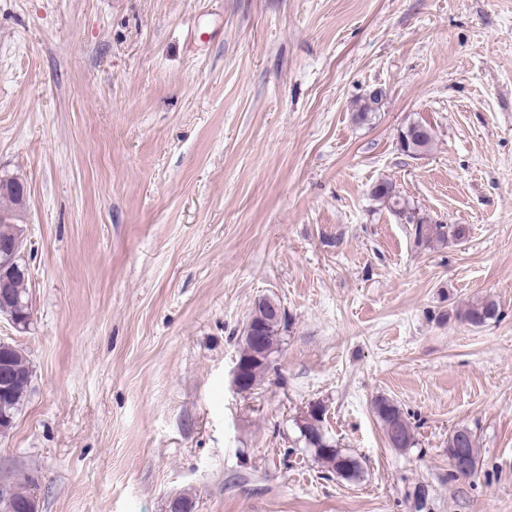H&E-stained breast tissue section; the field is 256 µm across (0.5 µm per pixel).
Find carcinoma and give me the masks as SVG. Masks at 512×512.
I'll return each instance as SVG.
<instances>
[{
	"instance_id": "cac0c4a2",
	"label": "carcinoma",
	"mask_w": 512,
	"mask_h": 512,
	"mask_svg": "<svg viewBox=\"0 0 512 512\" xmlns=\"http://www.w3.org/2000/svg\"><path fill=\"white\" fill-rule=\"evenodd\" d=\"M379 98L369 94L359 101L354 120L358 123L371 121L378 111ZM426 125L413 122L402 128L398 134V143L402 152L410 157L427 153L433 144L434 135L424 133L422 129ZM1 179L11 183L6 192L0 191V239L14 232L23 225V216L28 207L27 187L22 178L18 176L4 175ZM376 200L390 203V208L402 215L409 210L408 201L396 190L389 181H381L371 191ZM414 237L418 244L432 246L444 244L448 239L460 241L465 238L467 229L460 224H433L419 217L410 221ZM28 272L22 260H17V266L13 268L10 291L14 298L22 303L30 300L27 284ZM501 311L494 300H483L470 303L459 312L461 320L473 327H481L486 323L500 317ZM285 313L276 301L263 298L255 303L248 317L251 328H261L265 336L264 355L262 360H257L259 349L253 344L251 336L243 333L239 346L238 359L247 369L248 384L255 387L262 377L270 369L271 359L280 344L281 330L285 324ZM7 363L9 372L5 380H0V385L6 388L0 391V418L15 420L20 407L25 401L32 382L33 370L25 351L17 346H10L7 351ZM373 410L380 421L389 445L396 450H405L414 445L412 426L405 413L393 401L386 397L374 400ZM326 409L318 404L307 417L297 424L300 436L305 445L313 449L316 459L328 472L339 477L354 481L361 476V464L353 456L342 453L326 437L323 429ZM455 448H464L469 455L470 473H475L478 464L479 448L472 430L467 426H458L448 436V451ZM11 506L14 512H23V506L31 498L28 490V479L23 478L8 487Z\"/></svg>"
}]
</instances>
